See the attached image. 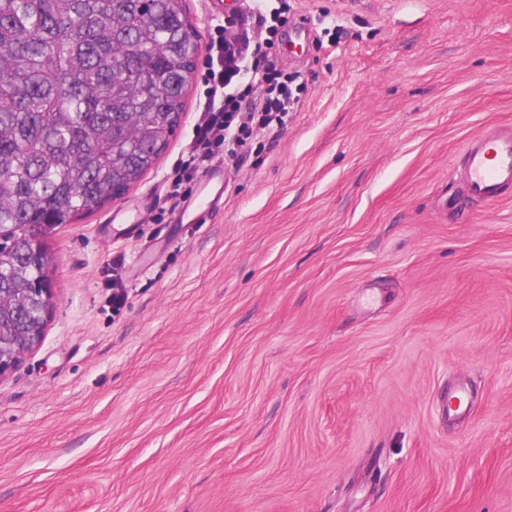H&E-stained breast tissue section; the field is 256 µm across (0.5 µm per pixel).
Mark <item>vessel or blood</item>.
Here are the masks:
<instances>
[{
	"mask_svg": "<svg viewBox=\"0 0 512 512\" xmlns=\"http://www.w3.org/2000/svg\"><path fill=\"white\" fill-rule=\"evenodd\" d=\"M469 195L485 203L512 189V127H496L476 136L463 155Z\"/></svg>",
	"mask_w": 512,
	"mask_h": 512,
	"instance_id": "b4317fda",
	"label": "vessel or blood"
}]
</instances>
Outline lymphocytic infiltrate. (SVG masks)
<instances>
[{
    "instance_id": "lymphocytic-infiltrate-1",
    "label": "lymphocytic infiltrate",
    "mask_w": 512,
    "mask_h": 512,
    "mask_svg": "<svg viewBox=\"0 0 512 512\" xmlns=\"http://www.w3.org/2000/svg\"><path fill=\"white\" fill-rule=\"evenodd\" d=\"M248 16L261 29L263 42L247 45L245 52H224V26L216 24L215 37L204 56V102L188 148L179 159L169 184V195L181 197L182 186L205 171L216 153L236 157L252 133L278 136L294 109L290 86L295 77L276 70L267 59L281 21L279 9H265L251 0Z\"/></svg>"
}]
</instances>
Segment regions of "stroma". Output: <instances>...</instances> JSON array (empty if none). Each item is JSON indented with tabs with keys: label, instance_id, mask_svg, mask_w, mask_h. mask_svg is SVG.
<instances>
[{
	"label": "stroma",
	"instance_id": "1",
	"mask_svg": "<svg viewBox=\"0 0 512 512\" xmlns=\"http://www.w3.org/2000/svg\"><path fill=\"white\" fill-rule=\"evenodd\" d=\"M288 3L295 109L212 161L210 223L167 193L197 71L154 168L44 236L0 512H512V195L461 165L512 127V0Z\"/></svg>",
	"mask_w": 512,
	"mask_h": 512
}]
</instances>
